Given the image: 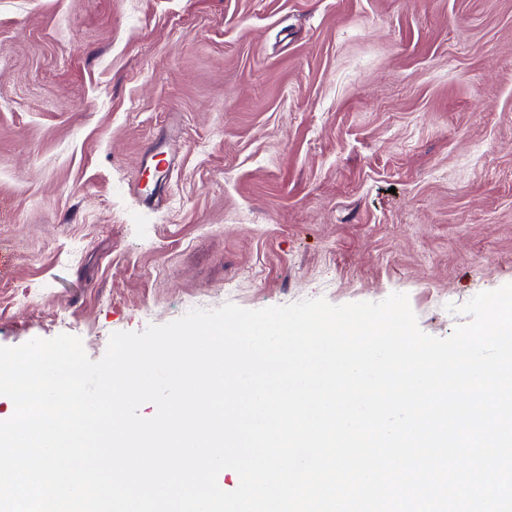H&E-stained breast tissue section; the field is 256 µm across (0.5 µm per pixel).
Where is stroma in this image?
<instances>
[{"instance_id":"stroma-1","label":"stroma","mask_w":512,"mask_h":512,"mask_svg":"<svg viewBox=\"0 0 512 512\" xmlns=\"http://www.w3.org/2000/svg\"><path fill=\"white\" fill-rule=\"evenodd\" d=\"M0 346L512 283V0H0Z\"/></svg>"}]
</instances>
